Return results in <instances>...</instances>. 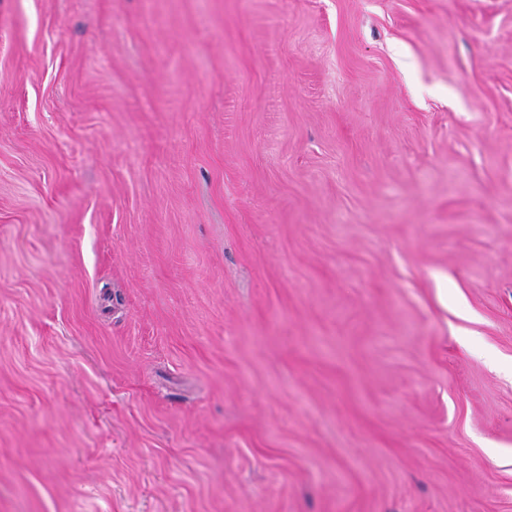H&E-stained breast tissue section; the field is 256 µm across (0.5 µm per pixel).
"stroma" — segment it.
I'll use <instances>...</instances> for the list:
<instances>
[{"label": "stroma", "mask_w": 512, "mask_h": 512, "mask_svg": "<svg viewBox=\"0 0 512 512\" xmlns=\"http://www.w3.org/2000/svg\"><path fill=\"white\" fill-rule=\"evenodd\" d=\"M0 512H512V0H0Z\"/></svg>", "instance_id": "obj_1"}]
</instances>
